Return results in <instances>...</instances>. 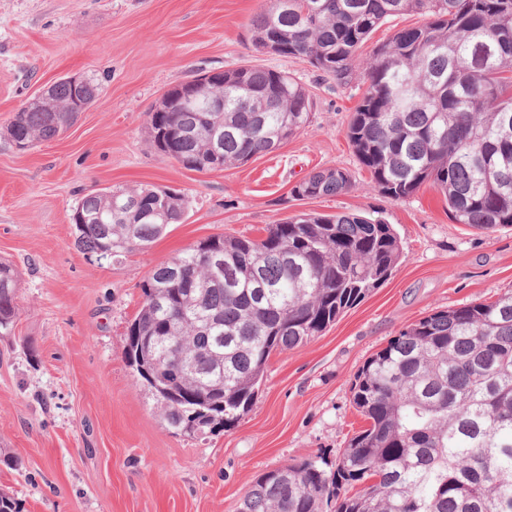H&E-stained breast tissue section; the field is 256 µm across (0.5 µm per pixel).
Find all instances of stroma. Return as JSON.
I'll return each instance as SVG.
<instances>
[{"mask_svg":"<svg viewBox=\"0 0 512 512\" xmlns=\"http://www.w3.org/2000/svg\"><path fill=\"white\" fill-rule=\"evenodd\" d=\"M268 0H0V133L71 73L100 93L63 135L26 152L0 137V260L19 279L14 335L0 336V489L20 512H236L266 472L307 457L335 464L365 426L351 384L364 362L419 319L512 292V226L456 223L431 185L401 200L377 192L347 128L366 86L307 62L256 54L251 21ZM244 64L288 73L308 91L309 123L276 153L198 173L157 154L146 121L168 89ZM336 165L338 196L301 199L297 182ZM167 186L181 223L144 252L80 251L70 215L105 187ZM351 212L393 225L392 276L306 343L274 352L251 410L218 433L183 435L136 383L125 335L147 271L213 235L263 237L302 213Z\"/></svg>","mask_w":512,"mask_h":512,"instance_id":"1","label":"stroma"}]
</instances>
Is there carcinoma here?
<instances>
[{"label":"carcinoma","mask_w":512,"mask_h":512,"mask_svg":"<svg viewBox=\"0 0 512 512\" xmlns=\"http://www.w3.org/2000/svg\"><path fill=\"white\" fill-rule=\"evenodd\" d=\"M410 13L430 20L396 30L366 61L347 131L358 162L386 197L430 183L456 223L485 234L512 226V0H270L252 20V43L347 85L364 43ZM51 93L53 107L17 113L10 143L62 135L99 84L63 77ZM220 98L224 111H212ZM310 113L300 82L251 65L202 85L192 107L148 113L147 128L161 156L201 173L275 152ZM351 187V173L330 165L292 192ZM185 205L166 187L93 190L72 210L84 220L75 243L98 256L136 252L180 222ZM265 232L208 237L144 277L124 356L177 433L192 434L204 405L211 432L235 424L272 352L326 331L401 259L392 225L355 213H304ZM18 288L14 268L0 262V334L14 328ZM351 393L367 426L335 470L314 458L272 470L238 512H512V294L407 326L366 360Z\"/></svg>","instance_id":"cac0c4a2"}]
</instances>
